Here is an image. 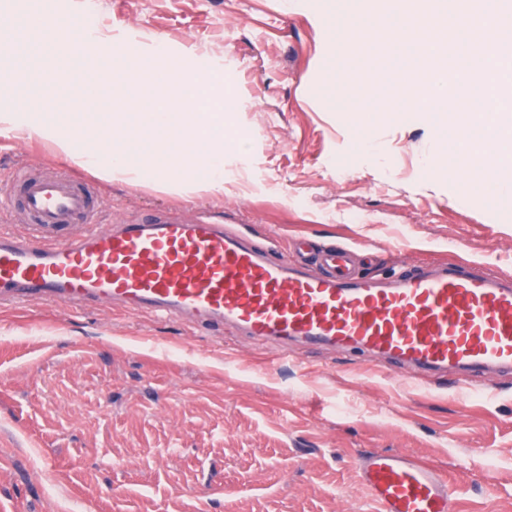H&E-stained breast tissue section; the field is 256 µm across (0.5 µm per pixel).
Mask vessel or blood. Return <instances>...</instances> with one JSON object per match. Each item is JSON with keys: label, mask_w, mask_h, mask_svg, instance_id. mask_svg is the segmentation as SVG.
Wrapping results in <instances>:
<instances>
[{"label": "vessel or blood", "mask_w": 512, "mask_h": 512, "mask_svg": "<svg viewBox=\"0 0 512 512\" xmlns=\"http://www.w3.org/2000/svg\"><path fill=\"white\" fill-rule=\"evenodd\" d=\"M30 24L64 55L97 60V46L69 27H47L42 15ZM17 204L29 221L20 231L0 225L1 303L38 298L79 309L106 299L283 346L362 350L398 365L418 390L452 368L512 371L511 276L442 262L378 281L352 276L339 248L312 272L275 242L246 243L208 211L162 209L146 222L102 224L106 198L74 175L44 173L36 160L0 180V208ZM74 223L77 235L58 236ZM358 478L374 512H454L447 474L412 455L369 453Z\"/></svg>", "instance_id": "b4317fda"}]
</instances>
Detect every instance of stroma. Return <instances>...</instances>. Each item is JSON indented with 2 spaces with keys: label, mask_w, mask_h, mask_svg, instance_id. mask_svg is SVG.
<instances>
[{
  "label": "stroma",
  "mask_w": 512,
  "mask_h": 512,
  "mask_svg": "<svg viewBox=\"0 0 512 512\" xmlns=\"http://www.w3.org/2000/svg\"><path fill=\"white\" fill-rule=\"evenodd\" d=\"M88 1L67 0L60 19L51 0H0V64L17 76L0 88V111L20 96L83 94L78 56L59 82L41 81L53 43L27 22L43 11L50 25L78 24ZM96 2L100 42H139L161 69L172 57L221 69L238 102L224 115L223 196L153 189L161 154L146 137L133 146L141 183L98 184L107 219L206 209L288 254L300 238L352 246L372 276L401 260L512 275V206L478 188L460 196L447 172L424 170L456 151L453 106L376 109L394 91L384 77L353 86L367 119L332 102L336 72L404 65L393 28L354 59L337 46L332 0ZM135 67L116 50L98 59L103 102L122 109V85L107 74ZM238 138L246 154L232 147ZM32 156L52 173L76 168L44 143L0 136V178ZM462 379L414 390L357 353L297 344L287 355L106 301L0 306V512H371L357 462L373 451L446 472L457 512H512V373L485 371L488 394Z\"/></svg>",
  "instance_id": "35a3bbf8"
}]
</instances>
